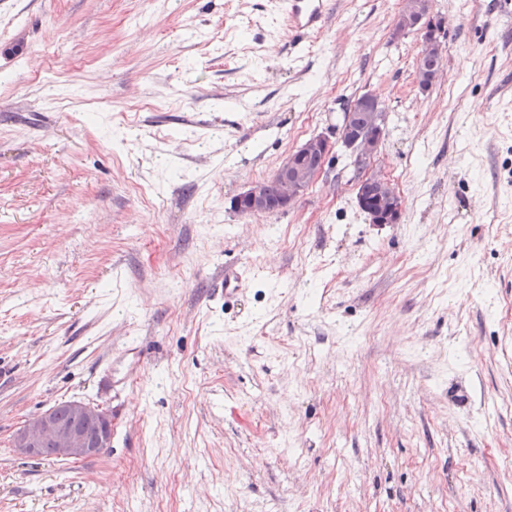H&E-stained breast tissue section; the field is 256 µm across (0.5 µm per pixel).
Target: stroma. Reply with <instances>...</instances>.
Masks as SVG:
<instances>
[{
    "mask_svg": "<svg viewBox=\"0 0 512 512\" xmlns=\"http://www.w3.org/2000/svg\"><path fill=\"white\" fill-rule=\"evenodd\" d=\"M328 7L298 36L284 0H0V512H512V0H432L425 93L400 0ZM316 135L293 205L232 209ZM70 400L110 448L15 452ZM438 20L434 18L430 0H403L394 36L405 35L409 32L421 34L416 64V80L420 91L427 92L439 76L440 63L447 53L446 46L440 41ZM427 57V58H426ZM425 58V59H423ZM431 58V59H430ZM423 59L424 69L435 66L430 71L421 69ZM345 112L341 127V141L356 152L358 162L367 166L380 150L384 138L385 114L379 108L377 97L366 94ZM371 186L375 191L369 193L368 188ZM356 200L374 224H396L401 219L402 196L392 180L381 172H371L360 180Z\"/></svg>",
    "mask_w": 512,
    "mask_h": 512,
    "instance_id": "35a3bbf8",
    "label": "stroma"
}]
</instances>
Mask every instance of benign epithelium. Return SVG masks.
Listing matches in <instances>:
<instances>
[{"label":"benign epithelium","mask_w":512,"mask_h":512,"mask_svg":"<svg viewBox=\"0 0 512 512\" xmlns=\"http://www.w3.org/2000/svg\"><path fill=\"white\" fill-rule=\"evenodd\" d=\"M421 34L418 59L431 58L435 66L425 71L416 66V80L420 91L426 92L439 76L440 63L447 53L440 41L437 19L432 15L431 0H403L394 35L409 32ZM385 113L379 108L377 97L366 94L355 101L344 113L341 141L356 152L358 162L366 166L380 150L384 138ZM333 143L324 136H314L292 150L276 170L273 179L278 186L276 199L267 193V181L249 183L233 199L235 210L245 216L269 214L290 207L301 197L322 172ZM318 164H309L311 159ZM356 200L374 224L399 223L403 200L390 178L381 172L367 174L357 185ZM70 422H60L55 410H48L28 420L15 434L13 445L26 456H41L51 448L55 456L64 460H83L98 455L112 442V418L102 409L82 401H65ZM96 419L102 427L95 434L88 433L83 422Z\"/></svg>","instance_id":"1"}]
</instances>
